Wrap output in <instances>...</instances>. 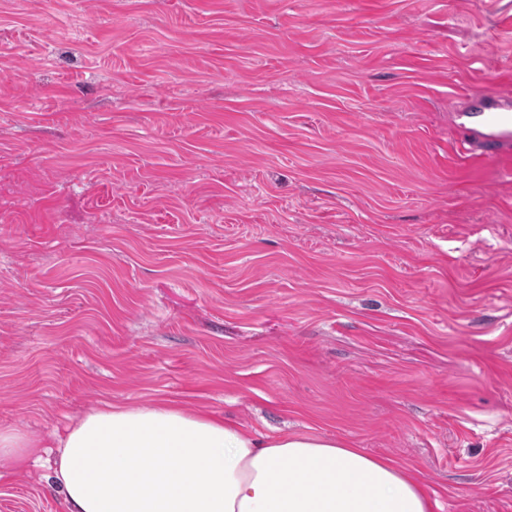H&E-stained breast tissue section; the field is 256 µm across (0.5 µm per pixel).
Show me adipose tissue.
Returning a JSON list of instances; mask_svg holds the SVG:
<instances>
[{"label": "adipose tissue", "mask_w": 512, "mask_h": 512, "mask_svg": "<svg viewBox=\"0 0 512 512\" xmlns=\"http://www.w3.org/2000/svg\"><path fill=\"white\" fill-rule=\"evenodd\" d=\"M51 446L69 512H433L413 475L346 441L162 402L105 405Z\"/></svg>", "instance_id": "adipose-tissue-1"}]
</instances>
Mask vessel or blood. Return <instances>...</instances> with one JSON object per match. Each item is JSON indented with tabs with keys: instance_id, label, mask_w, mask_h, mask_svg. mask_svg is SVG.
<instances>
[{
	"instance_id": "1",
	"label": "vessel or blood",
	"mask_w": 512,
	"mask_h": 512,
	"mask_svg": "<svg viewBox=\"0 0 512 512\" xmlns=\"http://www.w3.org/2000/svg\"><path fill=\"white\" fill-rule=\"evenodd\" d=\"M467 142L475 157L512 150V98L487 92L468 130Z\"/></svg>"
}]
</instances>
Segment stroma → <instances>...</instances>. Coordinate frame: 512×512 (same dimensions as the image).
<instances>
[{"mask_svg": "<svg viewBox=\"0 0 512 512\" xmlns=\"http://www.w3.org/2000/svg\"><path fill=\"white\" fill-rule=\"evenodd\" d=\"M512 0H0V428L207 410L512 512ZM51 455L0 512H68ZM483 96L482 108L471 117L467 142L471 157H483L510 152L512 148V107L510 96L490 91Z\"/></svg>", "mask_w": 512, "mask_h": 512, "instance_id": "35a3bbf8", "label": "stroma"}]
</instances>
